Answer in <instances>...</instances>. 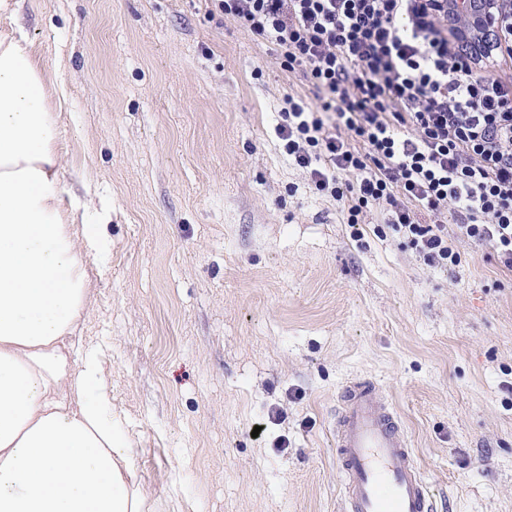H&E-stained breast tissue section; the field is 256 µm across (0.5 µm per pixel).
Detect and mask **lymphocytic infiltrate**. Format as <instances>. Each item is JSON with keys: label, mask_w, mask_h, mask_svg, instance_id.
<instances>
[{"label": "lymphocytic infiltrate", "mask_w": 512, "mask_h": 512, "mask_svg": "<svg viewBox=\"0 0 512 512\" xmlns=\"http://www.w3.org/2000/svg\"><path fill=\"white\" fill-rule=\"evenodd\" d=\"M217 2L312 85L276 134L350 223L375 206L426 266L459 265L464 238L512 272V75L449 39L446 0Z\"/></svg>", "instance_id": "lymphocytic-infiltrate-1"}]
</instances>
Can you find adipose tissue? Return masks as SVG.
Listing matches in <instances>:
<instances>
[{"label": "adipose tissue", "mask_w": 512, "mask_h": 512, "mask_svg": "<svg viewBox=\"0 0 512 512\" xmlns=\"http://www.w3.org/2000/svg\"><path fill=\"white\" fill-rule=\"evenodd\" d=\"M53 94L27 35L0 32V512H155L83 334L111 241L61 187Z\"/></svg>", "instance_id": "obj_1"}]
</instances>
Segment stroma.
<instances>
[{
    "mask_svg": "<svg viewBox=\"0 0 512 512\" xmlns=\"http://www.w3.org/2000/svg\"><path fill=\"white\" fill-rule=\"evenodd\" d=\"M71 195L108 208L83 333L157 512H340L336 417L377 382L436 512H512V272L431 268L315 193L274 127L314 97L212 0H22Z\"/></svg>",
    "mask_w": 512,
    "mask_h": 512,
    "instance_id": "stroma-1",
    "label": "stroma"
}]
</instances>
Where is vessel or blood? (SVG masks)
<instances>
[{"instance_id": "vessel-or-blood-1", "label": "vessel or blood", "mask_w": 512, "mask_h": 512, "mask_svg": "<svg viewBox=\"0 0 512 512\" xmlns=\"http://www.w3.org/2000/svg\"><path fill=\"white\" fill-rule=\"evenodd\" d=\"M342 403L336 421L342 512H432L433 493L376 383L351 382L342 392Z\"/></svg>"}]
</instances>
